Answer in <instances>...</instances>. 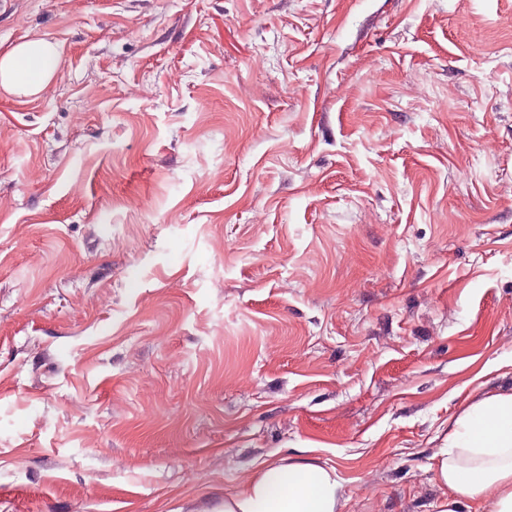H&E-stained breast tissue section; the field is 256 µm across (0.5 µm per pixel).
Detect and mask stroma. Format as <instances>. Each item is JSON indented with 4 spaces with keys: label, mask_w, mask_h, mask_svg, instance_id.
Instances as JSON below:
<instances>
[{
    "label": "stroma",
    "mask_w": 512,
    "mask_h": 512,
    "mask_svg": "<svg viewBox=\"0 0 512 512\" xmlns=\"http://www.w3.org/2000/svg\"><path fill=\"white\" fill-rule=\"evenodd\" d=\"M37 38L0 512H219L281 459L437 512L449 420L512 392V0H0Z\"/></svg>",
    "instance_id": "35a3bbf8"
}]
</instances>
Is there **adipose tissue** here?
Masks as SVG:
<instances>
[{"label": "adipose tissue", "mask_w": 512, "mask_h": 512, "mask_svg": "<svg viewBox=\"0 0 512 512\" xmlns=\"http://www.w3.org/2000/svg\"><path fill=\"white\" fill-rule=\"evenodd\" d=\"M59 52L31 39L0 54V88L41 93L56 75ZM433 479L442 489L439 512H512V392L486 395L454 421L433 456ZM345 480L329 464L261 463L225 494L222 512H347Z\"/></svg>", "instance_id": "adipose-tissue-1"}]
</instances>
